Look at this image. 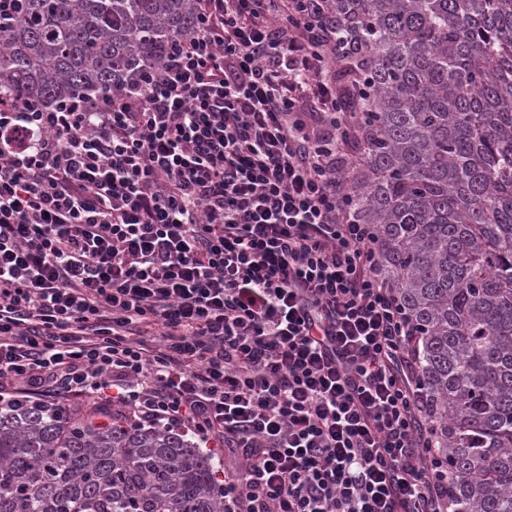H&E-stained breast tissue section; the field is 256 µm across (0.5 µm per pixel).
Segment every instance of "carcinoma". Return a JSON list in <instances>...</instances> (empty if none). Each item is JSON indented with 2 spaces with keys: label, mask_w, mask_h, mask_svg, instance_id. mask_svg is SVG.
I'll use <instances>...</instances> for the list:
<instances>
[{
  "label": "carcinoma",
  "mask_w": 512,
  "mask_h": 512,
  "mask_svg": "<svg viewBox=\"0 0 512 512\" xmlns=\"http://www.w3.org/2000/svg\"><path fill=\"white\" fill-rule=\"evenodd\" d=\"M363 53L356 209L417 332L457 512H512V0H332ZM195 0H27L0 97L141 91ZM0 512H224L212 454L161 426L0 405Z\"/></svg>",
  "instance_id": "1"
}]
</instances>
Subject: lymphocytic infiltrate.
<instances>
[{
    "label": "lymphocytic infiltrate",
    "mask_w": 512,
    "mask_h": 512,
    "mask_svg": "<svg viewBox=\"0 0 512 512\" xmlns=\"http://www.w3.org/2000/svg\"><path fill=\"white\" fill-rule=\"evenodd\" d=\"M141 93L0 101V402L224 443V512H451L359 223L329 0H196Z\"/></svg>",
    "instance_id": "lymphocytic-infiltrate-1"
}]
</instances>
